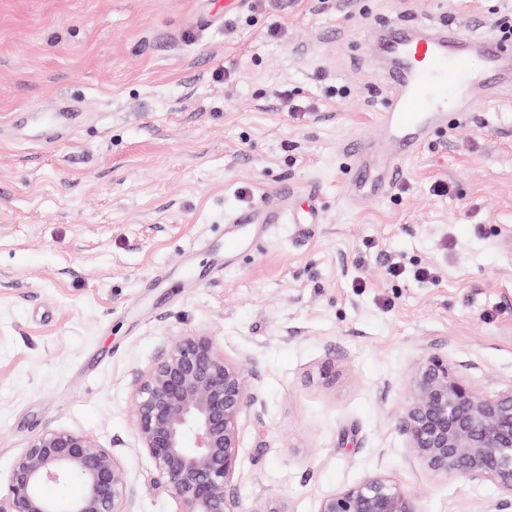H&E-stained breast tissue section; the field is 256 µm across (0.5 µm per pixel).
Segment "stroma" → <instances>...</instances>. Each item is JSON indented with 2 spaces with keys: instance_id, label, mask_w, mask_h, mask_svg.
Listing matches in <instances>:
<instances>
[{
  "instance_id": "obj_1",
  "label": "stroma",
  "mask_w": 512,
  "mask_h": 512,
  "mask_svg": "<svg viewBox=\"0 0 512 512\" xmlns=\"http://www.w3.org/2000/svg\"><path fill=\"white\" fill-rule=\"evenodd\" d=\"M510 13L0 0V480L31 437L69 429L118 454L135 512H177L129 406L163 341L197 335L255 375L235 500L318 512L380 474L417 512H498L491 482L414 459L398 412L425 354L484 394L512 387V87L432 133L386 198L346 200L337 147L376 133L373 31L450 21L488 38ZM68 104L77 125L40 131ZM285 183L318 192L320 223L273 227L225 263V213Z\"/></svg>"
}]
</instances>
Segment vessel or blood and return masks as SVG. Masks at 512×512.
I'll use <instances>...</instances> for the list:
<instances>
[{
    "label": "vessel or blood",
    "mask_w": 512,
    "mask_h": 512,
    "mask_svg": "<svg viewBox=\"0 0 512 512\" xmlns=\"http://www.w3.org/2000/svg\"><path fill=\"white\" fill-rule=\"evenodd\" d=\"M381 50L390 63V93L376 121L382 147L372 151L359 138L340 146L348 174L347 192L370 201L387 196L432 128L447 123L449 115L481 111L502 84L512 81V43L495 38L476 42L453 25L438 29L423 22L395 26ZM476 53L483 59L486 75L479 92L469 74L470 58ZM294 196V187L284 185L278 190L276 205L258 202L225 215V224L232 227L224 235L225 255L241 249L243 230L298 223Z\"/></svg>",
    "instance_id": "vessel-or-blood-1"
}]
</instances>
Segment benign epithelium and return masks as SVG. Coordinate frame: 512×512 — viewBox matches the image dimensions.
Listing matches in <instances>:
<instances>
[{
    "label": "benign epithelium",
    "mask_w": 512,
    "mask_h": 512,
    "mask_svg": "<svg viewBox=\"0 0 512 512\" xmlns=\"http://www.w3.org/2000/svg\"><path fill=\"white\" fill-rule=\"evenodd\" d=\"M131 414L139 448L179 512H283L257 497L238 505L227 488L242 465L246 409L258 400L253 376L209 336L167 339L134 379ZM399 417L413 458L436 474L493 482L512 509V388L489 396L459 366L437 356L415 364ZM77 482L74 497L50 498L49 484ZM134 490L118 456L90 436L57 429L32 437L0 493V512H133ZM319 512H417L410 495L374 474L321 500Z\"/></svg>",
    "instance_id": "1"
}]
</instances>
